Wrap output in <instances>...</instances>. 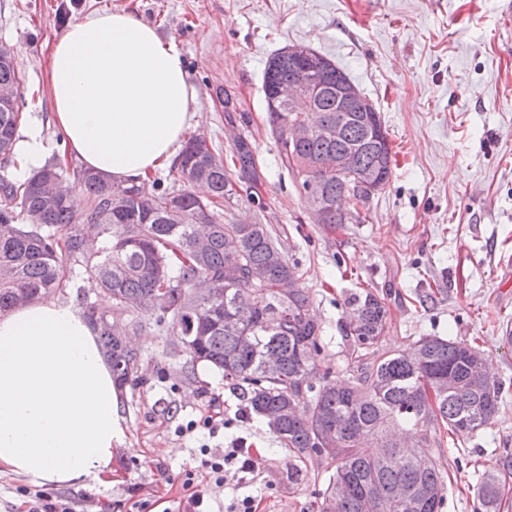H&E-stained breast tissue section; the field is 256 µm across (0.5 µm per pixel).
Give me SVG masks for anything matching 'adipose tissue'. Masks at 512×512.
I'll list each match as a JSON object with an SVG mask.
<instances>
[{
  "instance_id": "obj_1",
  "label": "adipose tissue",
  "mask_w": 512,
  "mask_h": 512,
  "mask_svg": "<svg viewBox=\"0 0 512 512\" xmlns=\"http://www.w3.org/2000/svg\"><path fill=\"white\" fill-rule=\"evenodd\" d=\"M54 121L85 169L116 181L162 168L197 109L180 53L124 11L71 22L50 64ZM118 389L74 303L0 315V471L72 486L110 471Z\"/></svg>"
}]
</instances>
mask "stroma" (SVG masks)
<instances>
[{
	"label": "stroma",
	"mask_w": 512,
	"mask_h": 512,
	"mask_svg": "<svg viewBox=\"0 0 512 512\" xmlns=\"http://www.w3.org/2000/svg\"><path fill=\"white\" fill-rule=\"evenodd\" d=\"M122 9L157 28L183 58L199 110L192 130L228 154L235 134L255 147L263 215L286 256L298 262L325 339L321 375L344 379L343 328L352 293L384 297L383 347L422 336L476 341L505 384L491 428L428 433L427 451L446 475L441 512H477V484L512 451V0H0V43L17 50L24 124L38 125L52 153L57 138L48 82L49 51L67 23ZM301 43L336 63L380 110L390 134L392 176L373 195L362 224L336 231L310 223L294 177L271 135L262 90L270 56ZM232 94L245 121L228 125ZM135 346L141 382L120 393L123 436L112 476L89 487H55L73 512H184L182 483L200 470L202 448L244 439L262 460L255 475L210 486L206 512L253 498L257 512H308L328 481L324 465L299 463L241 401L221 372L191 363L177 336L140 315ZM223 411L218 434L182 426L210 408ZM303 468L301 485L288 472Z\"/></svg>",
	"instance_id": "1"
}]
</instances>
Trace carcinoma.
<instances>
[{"label":"carcinoma","instance_id":"1","mask_svg":"<svg viewBox=\"0 0 512 512\" xmlns=\"http://www.w3.org/2000/svg\"><path fill=\"white\" fill-rule=\"evenodd\" d=\"M299 62L288 48L274 53L264 71L263 93L270 131L282 163L300 190L320 187L322 214L313 223L334 228L363 224L361 207L370 195L354 192L359 175L385 188L392 175L389 133L381 113L348 75L313 51ZM323 89L310 111L300 114L276 99L280 83ZM14 60L0 61V88L20 89ZM350 92L359 111L346 113L339 138L318 128L336 125L341 102L336 88ZM19 100L0 105V158L9 159L21 127ZM312 132L295 138L298 120ZM184 142L155 195L140 192L137 180L116 182L81 168L82 195H73L61 163L53 159L24 180L0 177V314L56 294L69 278L67 262L85 266L94 284L112 297L103 313L84 302L85 316L99 336L112 378L122 390L139 381L141 355L112 339L114 322L159 297L160 328H169L186 346L192 362L224 374L241 391L249 410L261 418L288 452L304 462L317 457L334 467L313 512H440L446 481L425 450L427 436L402 449L395 429L425 431L444 426L451 433L477 435L493 422L504 383L489 378L478 347L440 336H422L405 349H380L388 308L379 294L355 297V320L346 335L348 380L319 390L309 382L321 362V325L312 299L266 222L244 224L231 209L244 200L264 209L250 189L259 178L252 143L234 140L230 172L212 147ZM356 154L354 172L338 168ZM352 196L353 216L343 221L336 203ZM105 238L93 251L84 226ZM246 291L252 305L243 315L234 302ZM501 468L481 477L478 497L484 512H499L505 475Z\"/></svg>","mask_w":512,"mask_h":512}]
</instances>
